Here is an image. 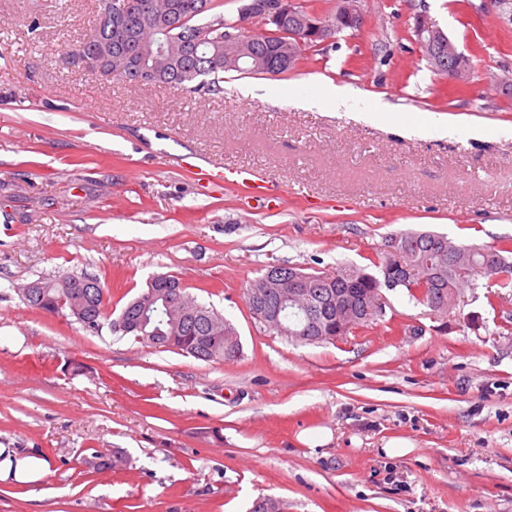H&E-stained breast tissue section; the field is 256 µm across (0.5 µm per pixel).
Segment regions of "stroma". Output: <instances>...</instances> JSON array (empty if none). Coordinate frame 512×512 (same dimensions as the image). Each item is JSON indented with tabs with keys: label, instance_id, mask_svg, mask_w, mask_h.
I'll return each instance as SVG.
<instances>
[{
	"label": "stroma",
	"instance_id": "35a3bbf8",
	"mask_svg": "<svg viewBox=\"0 0 512 512\" xmlns=\"http://www.w3.org/2000/svg\"><path fill=\"white\" fill-rule=\"evenodd\" d=\"M96 6L0 0V451L36 456L18 475L0 462V512H248L261 494L286 512H512V292L488 303L480 277L440 314L386 288L378 321L310 345L269 332L245 299L269 266L329 274L408 229L512 238V16L487 0H363V30L199 96L68 60ZM420 14L469 58L466 88L428 66ZM328 80L393 114L300 107ZM448 118L454 137L403 133ZM203 161L280 193L200 186L186 166ZM82 272L108 284L112 313L152 275L181 278L234 325L241 357L95 334L19 294ZM318 427L330 442L307 447ZM396 438L412 448L388 456ZM89 448L127 464L80 471ZM237 176L238 190L249 199H267L274 191L273 182L258 179L250 170L240 171Z\"/></svg>",
	"mask_w": 512,
	"mask_h": 512
}]
</instances>
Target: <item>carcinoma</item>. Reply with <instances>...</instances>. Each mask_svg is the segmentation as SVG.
Segmentation results:
<instances>
[{
	"mask_svg": "<svg viewBox=\"0 0 512 512\" xmlns=\"http://www.w3.org/2000/svg\"><path fill=\"white\" fill-rule=\"evenodd\" d=\"M108 10H100L97 26L84 34L79 43L91 47L89 53L112 42V56L124 60L120 70L100 56L99 74L118 82L139 85L151 83L158 87L186 94L224 92V73L229 71L266 75L274 70L285 74L294 69L305 52L322 45L319 39H307L303 46L288 42L286 32L297 25L300 15L308 14L302 0H293L294 13L277 18L270 11L273 0H245L235 15L218 11L215 0H151V10L145 12L143 0H105ZM261 27L256 33L240 29L244 16ZM268 31L281 33L269 37ZM407 245L402 255L388 250L369 259L370 266L354 264L336 269L331 276L313 273L307 303L290 304L283 311L284 328L276 333L303 344L320 343L348 335L352 330L369 325L381 311L373 309V300L387 287V281L405 264L415 270L400 284L409 299L439 313H448L456 306L460 290L472 284L480 275L497 288L487 296L493 303L500 290H512V239L497 246L454 243L437 232L403 231L389 237ZM509 267L508 275L490 272L495 265ZM99 284L84 288L83 282ZM176 298V305L190 309V314L178 318L166 311L152 315L146 327L140 326L142 305L149 291ZM348 294L346 317L336 320L328 310L329 298L338 291ZM80 293L83 307L82 327L92 333L107 328L113 334L132 336L155 348L175 350L184 356L209 363H224L242 355L241 343H230L224 337V327L230 322L216 310L199 302L186 291L180 278L165 274L155 288H144L128 300L117 317L107 313L109 288L93 274H63L39 278L26 284L23 301L31 308L54 313L58 308L70 309L74 294ZM316 316L318 336H303L309 323L308 314ZM75 463L89 469L115 468L124 464L120 454L106 457L96 452L78 454Z\"/></svg>",
	"mask_w": 512,
	"mask_h": 512,
	"instance_id": "cac0c4a2",
	"label": "carcinoma"
}]
</instances>
